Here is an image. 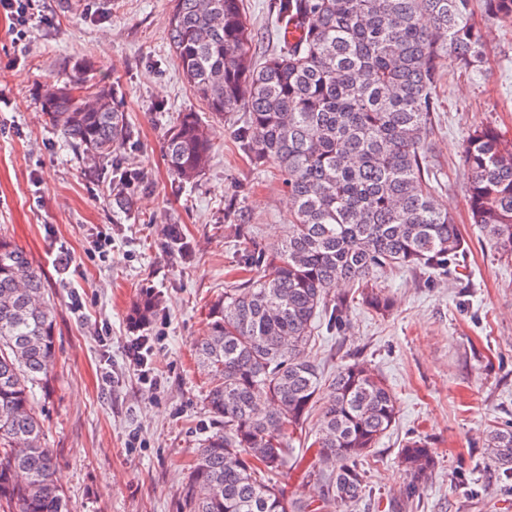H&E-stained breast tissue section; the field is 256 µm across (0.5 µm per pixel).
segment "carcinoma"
Wrapping results in <instances>:
<instances>
[{"mask_svg": "<svg viewBox=\"0 0 512 512\" xmlns=\"http://www.w3.org/2000/svg\"><path fill=\"white\" fill-rule=\"evenodd\" d=\"M282 46L257 64L243 0H173L167 39L182 75L214 120L240 109L244 155L279 173L293 203L279 244L244 246L245 268L261 274L208 303L195 355L211 379L205 401L216 427L198 449L181 491L182 512H348L366 498L369 458L398 416L396 399L363 362L340 366L321 406L317 459L305 478L319 501L290 498L277 484L290 444L321 393L323 371L304 355L321 316L345 325L349 301L336 285L361 286L383 314L391 300L377 275L396 268L460 267L465 240L435 198L425 164L437 87L447 67L480 71L484 45L473 0H273ZM512 22V0H483ZM93 62L75 63L63 83L43 86L48 122L86 159L107 163L133 130L117 88L90 81ZM164 148L173 175L205 174L213 132L180 112ZM470 222L499 258L512 259V141L493 125L462 140ZM118 210L132 208L143 172L115 163ZM169 248L189 258L179 224ZM160 295L145 290L131 321L152 322ZM55 308L42 270L0 235V512H70L55 479L53 449L37 394L51 390ZM484 454L512 472V427L486 431ZM398 461L408 482L402 512L432 478L428 442L405 441Z\"/></svg>", "mask_w": 512, "mask_h": 512, "instance_id": "carcinoma-1", "label": "carcinoma"}]
</instances>
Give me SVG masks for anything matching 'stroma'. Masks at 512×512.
Segmentation results:
<instances>
[{
	"mask_svg": "<svg viewBox=\"0 0 512 512\" xmlns=\"http://www.w3.org/2000/svg\"><path fill=\"white\" fill-rule=\"evenodd\" d=\"M46 0L53 25L31 19L14 44L0 14V234L40 266L57 307L56 372L39 407L45 439L58 462L57 480L71 512H179V497L197 449L213 428L204 403L210 384L198 366L194 340L207 330V302L245 278L243 242L231 225L263 245L288 231L291 208L279 177L253 169L239 150L244 112L218 126L209 167L193 185L170 174L163 148L167 124L197 112L198 98L183 80L166 33L171 0ZM254 30L252 49L276 48L270 0H245ZM487 63L483 73L446 72L428 141L431 178L439 202L468 242L466 274L452 279L392 270L378 278L394 301L385 315L361 298L350 304L342 331L319 325L311 360L333 372L360 361L386 378L399 415L373 450L369 500L398 498L406 481L397 464L408 439L433 448L437 466L409 512H512V476L482 452L489 426L512 423V261L500 260L468 221L467 176L461 143L492 123L512 140V23L475 12ZM94 63L93 81L117 85L136 133L118 155L148 184L132 196L129 214L112 210V169L85 165L50 127L37 92L65 80L76 60ZM182 225L191 260L165 245L168 225ZM109 234L106 259L88 253L97 234ZM74 259L58 269L61 252ZM163 297L147 334L163 329L155 356L157 382L143 385L125 357L136 336L129 317L141 288ZM81 296L83 309L72 299ZM111 337L100 341V327ZM316 426L278 478L288 497L321 498L320 483L302 479L314 460ZM142 444L127 445L130 435ZM465 479H452V471Z\"/></svg>",
	"mask_w": 512,
	"mask_h": 512,
	"instance_id": "35a3bbf8",
	"label": "stroma"
}]
</instances>
